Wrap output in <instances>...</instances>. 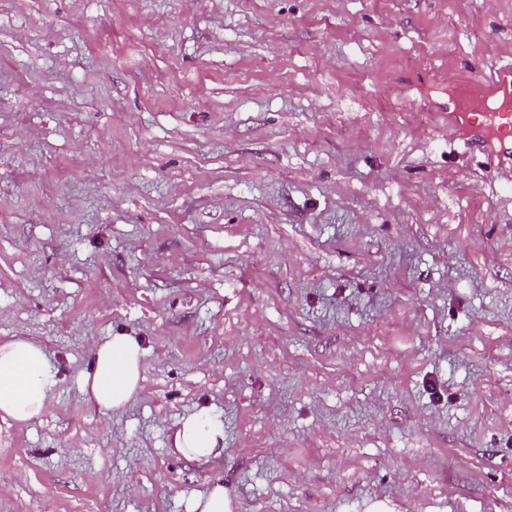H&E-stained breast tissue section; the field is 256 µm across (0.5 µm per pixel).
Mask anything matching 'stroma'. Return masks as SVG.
I'll use <instances>...</instances> for the list:
<instances>
[{
  "mask_svg": "<svg viewBox=\"0 0 512 512\" xmlns=\"http://www.w3.org/2000/svg\"><path fill=\"white\" fill-rule=\"evenodd\" d=\"M510 64L512 0H0V512H512V159L448 124ZM143 356L138 341L123 333L97 343L82 379L87 400L104 413L124 408L143 389ZM52 384L51 365L41 345L22 337L0 341V416L18 425L38 418ZM224 432L217 428L206 412L183 418L173 436V452L191 461L208 460L220 454ZM237 506L220 483L215 484L206 494L198 496L192 505V512H233Z\"/></svg>",
  "mask_w": 512,
  "mask_h": 512,
  "instance_id": "stroma-1",
  "label": "stroma"
}]
</instances>
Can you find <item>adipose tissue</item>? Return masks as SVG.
Segmentation results:
<instances>
[{
	"label": "adipose tissue",
	"mask_w": 512,
	"mask_h": 512,
	"mask_svg": "<svg viewBox=\"0 0 512 512\" xmlns=\"http://www.w3.org/2000/svg\"><path fill=\"white\" fill-rule=\"evenodd\" d=\"M144 352L131 336L117 333L97 343L82 379V392L102 412L124 408L143 388ZM53 384L51 365L38 343L16 337L0 341V416L24 425L38 418ZM224 433L208 413L183 418L173 436V451L191 461L220 453Z\"/></svg>",
	"instance_id": "ef3b65f1"
}]
</instances>
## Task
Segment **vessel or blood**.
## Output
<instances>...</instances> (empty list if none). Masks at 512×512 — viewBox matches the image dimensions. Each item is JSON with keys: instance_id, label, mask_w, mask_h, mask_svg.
Instances as JSON below:
<instances>
[{"instance_id": "obj_1", "label": "vessel or blood", "mask_w": 512, "mask_h": 512, "mask_svg": "<svg viewBox=\"0 0 512 512\" xmlns=\"http://www.w3.org/2000/svg\"><path fill=\"white\" fill-rule=\"evenodd\" d=\"M461 108L454 115L456 127L479 129L485 146L512 152V67L498 69L475 91H462Z\"/></svg>"}]
</instances>
